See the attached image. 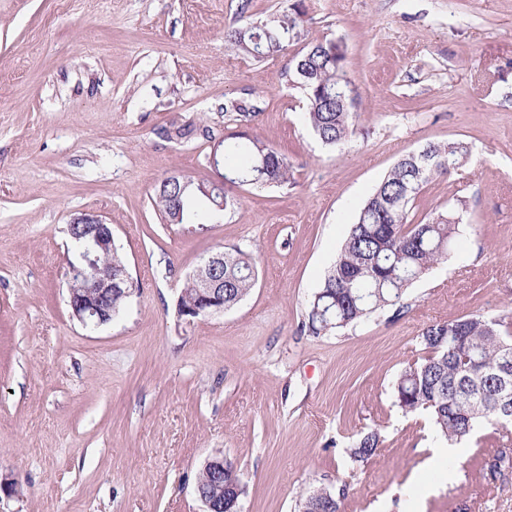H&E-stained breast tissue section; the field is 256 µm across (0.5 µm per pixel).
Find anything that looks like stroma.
Instances as JSON below:
<instances>
[{"label": "stroma", "instance_id": "stroma-1", "mask_svg": "<svg viewBox=\"0 0 512 512\" xmlns=\"http://www.w3.org/2000/svg\"><path fill=\"white\" fill-rule=\"evenodd\" d=\"M305 10L309 38H339L357 135L323 146L301 119L290 49L262 60L224 41L247 17ZM251 124L293 163L286 189H236V211L192 229L160 223L155 187L215 180L208 142L171 122ZM468 161L426 183L416 218L455 207L447 261L401 310L301 332L350 224L391 167L431 142ZM111 224L133 287L118 318L72 317L66 234L80 213ZM251 252L257 282L224 313L175 310L217 247ZM512 312V0H0V512H203L194 487L220 452L241 512H300L345 489L342 512H512V437L491 430L432 458L440 437L404 413L393 383L435 322ZM379 452L353 462L368 431ZM451 480H443V473ZM222 109H224V112L235 114L234 120L239 122L240 125H248L259 114L258 106L249 98H241L224 103ZM380 436L377 431H370L357 437L348 448V454L353 462L367 463L378 451ZM340 495L342 498L345 496V489H338L336 494L323 489L310 491L303 501L302 508L306 510L304 512H340L337 511L341 507ZM335 500L336 508L333 507Z\"/></svg>", "mask_w": 512, "mask_h": 512}]
</instances>
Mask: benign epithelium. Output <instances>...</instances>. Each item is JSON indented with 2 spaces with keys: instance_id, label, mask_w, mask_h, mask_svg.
I'll list each match as a JSON object with an SVG mask.
<instances>
[{
  "instance_id": "7a95c632",
  "label": "benign epithelium",
  "mask_w": 512,
  "mask_h": 512,
  "mask_svg": "<svg viewBox=\"0 0 512 512\" xmlns=\"http://www.w3.org/2000/svg\"><path fill=\"white\" fill-rule=\"evenodd\" d=\"M69 237L77 243L83 266L69 267L68 292L72 315L85 326L100 327L118 316L112 305L129 294L131 281L125 272L97 274L100 256H110L114 248L112 226L95 214L74 216L68 224ZM189 280L195 285V299L186 303L177 298V314L189 321L224 312V251L210 254L193 272ZM211 484L195 493L205 506V512H239L240 487L235 470L221 453L205 461Z\"/></svg>"
}]
</instances>
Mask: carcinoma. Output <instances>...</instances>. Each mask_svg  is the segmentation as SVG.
Returning <instances> with one entry per match:
<instances>
[{"label":"carcinoma","instance_id":"carcinoma-1","mask_svg":"<svg viewBox=\"0 0 512 512\" xmlns=\"http://www.w3.org/2000/svg\"><path fill=\"white\" fill-rule=\"evenodd\" d=\"M306 20L294 5L273 20H251L224 30V41L243 54L270 56L306 38ZM339 41L315 39L289 62L292 83L303 94V120L325 146L344 144L356 134L355 99L338 91L351 84L343 69ZM242 125L259 114L249 98L224 104ZM201 136L210 142L224 183H196L189 176L162 181L155 190L154 211L161 222L205 226L239 208L233 189L242 186L284 189L291 183L292 162L275 146L246 131L215 136L207 127L172 122L162 130L168 140ZM470 154L462 142L429 143L400 159L360 209L321 286L312 294L302 328L314 336L356 325L387 308H402L407 289L441 259L448 258L459 232L452 211L418 222L410 218L424 184L458 168ZM256 282L255 260L240 248L224 252V308L243 300ZM426 356L397 377L394 393L406 413L428 415L450 443L468 440L484 424H492L490 406L512 395V315L486 319L480 315L435 323L419 336ZM380 436L370 431L348 448L356 463L370 461ZM317 489L303 501L306 512H337L339 496Z\"/></svg>","mask_w":512,"mask_h":512}]
</instances>
